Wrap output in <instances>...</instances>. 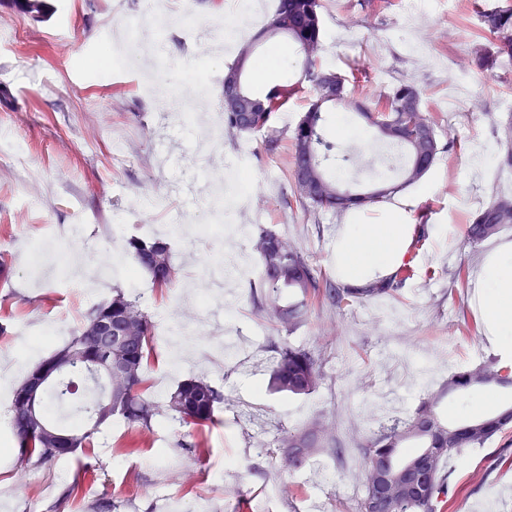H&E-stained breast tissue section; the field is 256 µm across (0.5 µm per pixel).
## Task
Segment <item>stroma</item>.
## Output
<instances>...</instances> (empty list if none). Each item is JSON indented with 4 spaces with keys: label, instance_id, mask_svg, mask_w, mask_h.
I'll return each mask as SVG.
<instances>
[{
    "label": "stroma",
    "instance_id": "1",
    "mask_svg": "<svg viewBox=\"0 0 512 512\" xmlns=\"http://www.w3.org/2000/svg\"><path fill=\"white\" fill-rule=\"evenodd\" d=\"M53 9L33 21L0 0L13 33L0 42V147L22 151L34 178L0 161V257L10 268L0 279V368L35 366L63 344L87 312L122 288L138 290L127 269L126 238L148 224L168 237L179 269L177 283L157 288L144 307L156 323L146 366V394L165 401L190 377L226 396L247 401L269 427L270 441L313 422L334 428L339 450L322 449L323 469L277 471L258 450L233 405L214 421L192 426L160 419L141 432L117 419L77 458L37 469L20 467L12 429L0 424V512H165L168 501L197 502L202 512H349L367 441L404 424L418 404L440 394L448 377L468 365L500 360L486 322L472 302L474 275L486 253L512 243V227L473 245L465 238L472 215L492 195L512 191L500 167L497 134L512 117V66L481 74L469 61L486 35L470 0H321L324 68L350 85L387 91L408 81L435 118L442 149L421 184L406 187L409 223L424 225L413 244L414 276L391 297L364 299L339 309L314 301L305 321L285 331L259 321L254 308L260 263L252 249L254 225L270 224L293 239L320 279L336 282L335 237L345 214L309 216L295 203L287 179L290 137L313 89L293 47L272 66L249 75L256 91L287 80L301 91L278 113L272 129L231 140L203 139L188 109L211 116L224 110V70L234 52L212 54L177 28L145 25L150 51L136 68L97 76L89 66L103 49H116L126 20L141 18L144 0H50ZM164 83L146 94L144 78ZM326 133L340 158L329 171L357 190L388 181L395 167L358 168L353 158L380 141L352 112L330 110ZM128 157L113 162L115 150ZM246 162L251 194L239 204L228 173ZM224 191L221 212L208 190ZM221 222L219 234L169 235L176 224ZM54 239L72 261L89 256L97 287L61 281L54 266L30 276L27 254L38 239ZM224 257V278L205 269ZM320 352L324 380L306 397L269 387L277 347ZM512 402V389H476L442 399L445 419L487 413ZM93 473H83V464ZM444 512H512V428L451 462ZM80 481L75 496L67 490Z\"/></svg>",
    "mask_w": 512,
    "mask_h": 512
}]
</instances>
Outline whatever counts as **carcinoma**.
Wrapping results in <instances>:
<instances>
[{
  "label": "carcinoma",
  "mask_w": 512,
  "mask_h": 512,
  "mask_svg": "<svg viewBox=\"0 0 512 512\" xmlns=\"http://www.w3.org/2000/svg\"><path fill=\"white\" fill-rule=\"evenodd\" d=\"M481 23L490 35V46L475 45L470 50L471 63L480 70H492L499 57L512 58V3L491 7L486 0H474ZM288 12L294 26L279 34L266 23L249 40L242 43L234 62L225 74L241 73L242 77L255 69L259 58L254 55L257 44L279 36L294 47L315 77L323 72L319 64L324 32V19L320 0H277L273 15ZM299 92L295 82L274 84L259 94L267 109L255 118L256 130L271 127L275 113L288 104ZM408 95L421 97L419 89L411 82H401L389 92L364 95L356 91L352 96L339 100H322L318 82H313V94L307 109L292 132V161L310 158L313 169L323 180L324 190L316 197H307L298 186H293L295 201L308 213H343L352 207L368 208L382 202L398 189L420 181L424 174L413 172L414 145L409 127L429 125L434 121L424 111L400 113V104ZM342 103L347 110L371 122V113L384 116L379 139L388 143L395 152L407 157L401 169V183L388 191L367 199L347 198L336 193L340 183L326 168L325 161L336 152V142L325 134L330 107ZM500 137L508 145L501 165L512 168V122L500 128ZM512 226V196L496 193L486 207L474 216L466 228V239L479 244ZM252 248L258 254L261 269L260 281L271 292L256 303V310L276 325L292 330L307 314L312 302L323 295L336 307L350 306L363 298H381L395 295L402 288L406 274H394L372 282L365 288L344 286L320 289V281L313 266L288 236L270 226L258 224L252 238ZM126 251L135 268L147 273L153 284L168 287L174 284L177 270L169 244L161 239L146 240L132 236L126 241ZM101 316L112 317V322L122 325L124 340L112 344L105 337L93 338L94 321ZM155 324L136 301L122 290L113 291L112 297L98 304L85 318L79 329L66 343L55 348L41 364L62 361L68 365L66 376L50 387L41 398V412L50 430L65 433L69 442L55 437L29 435L18 418V400L28 379L15 388L10 406L11 426L17 448V460L30 466L51 464L74 455L80 448H89L96 434L115 416L143 432H152L157 419L165 414L185 424L202 425L214 420L216 411L224 404V394L208 382L189 378L182 381L169 399L157 402L145 395V365L155 338ZM112 358L120 361L122 369L112 374L110 382L88 372L93 364ZM324 378L319 357L304 347L284 344L271 374V388L277 393L294 397L308 396L315 392ZM112 391V411L104 403V388ZM479 388H512V371L495 361L478 364L458 371L448 378L445 390L459 393ZM436 397L421 401L409 421L402 428H392L372 438L364 448L362 488L351 507V512H373V487L381 476L378 462L387 459L396 472L392 481L399 491L388 497L379 512H442L448 499L449 475L445 473L447 460L460 455L468 448H482L512 425V403H505L493 411L448 422L438 412ZM71 404L81 414L77 426H66L50 413V404ZM336 443L335 434L314 423L296 432L286 431L278 439L282 452L275 455L273 465L284 472L294 473L304 469L316 449ZM431 461L423 473L422 490L401 482V475L413 470L422 457Z\"/></svg>",
  "instance_id": "1"
}]
</instances>
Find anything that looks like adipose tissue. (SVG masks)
I'll use <instances>...</instances> for the list:
<instances>
[{
    "label": "adipose tissue",
    "instance_id": "ef3b65f1",
    "mask_svg": "<svg viewBox=\"0 0 512 512\" xmlns=\"http://www.w3.org/2000/svg\"><path fill=\"white\" fill-rule=\"evenodd\" d=\"M348 224L336 238V260L346 268V283L361 286L393 275L413 232L405 211L391 206L384 224H367L361 209L348 211ZM476 297L483 302L488 333L503 352L512 351V246L487 256L476 278Z\"/></svg>",
    "mask_w": 512,
    "mask_h": 512
}]
</instances>
